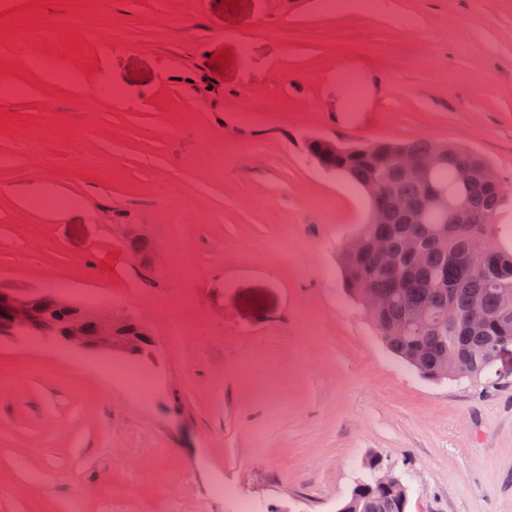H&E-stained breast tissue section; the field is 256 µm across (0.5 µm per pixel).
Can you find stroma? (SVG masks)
I'll use <instances>...</instances> for the list:
<instances>
[{
	"label": "stroma",
	"instance_id": "35a3bbf8",
	"mask_svg": "<svg viewBox=\"0 0 512 512\" xmlns=\"http://www.w3.org/2000/svg\"><path fill=\"white\" fill-rule=\"evenodd\" d=\"M322 2L60 0L33 49L0 27V288L155 337L146 399L112 360L0 342V512H234L218 484L336 512L370 456L407 512H512V365L432 382L389 352L338 272L368 202L307 154L452 142L512 183V0ZM368 464L371 470L370 481L394 498L396 505L399 506L397 512H405L408 503V486L402 478L396 475L391 468L384 467L377 459H369Z\"/></svg>",
	"mask_w": 512,
	"mask_h": 512
}]
</instances>
